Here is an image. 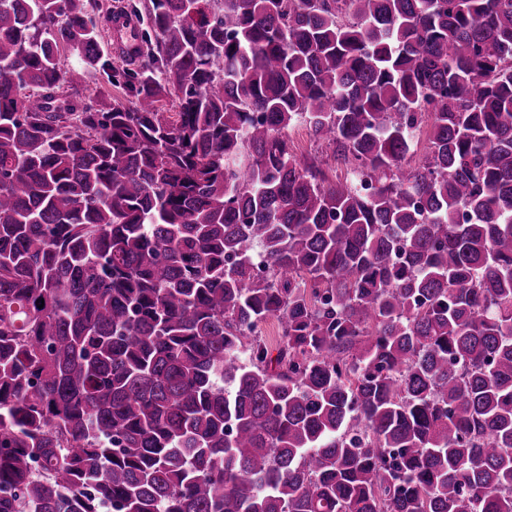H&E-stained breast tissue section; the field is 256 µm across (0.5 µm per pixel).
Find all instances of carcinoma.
Wrapping results in <instances>:
<instances>
[{
    "label": "carcinoma",
    "instance_id": "obj_1",
    "mask_svg": "<svg viewBox=\"0 0 512 512\" xmlns=\"http://www.w3.org/2000/svg\"><path fill=\"white\" fill-rule=\"evenodd\" d=\"M95 5L0 0V512H512V0ZM97 20L101 21V33H102V45L104 48L112 54V61L114 65L122 67L127 65L128 59L125 57L131 58L133 49L135 47V42L132 37L134 30L136 29V22L132 19H128L119 14L114 15L113 18H110L107 22L108 30L110 33L111 39H113L114 43L120 47L123 55H119L115 49L112 42V47L108 44L107 38L108 33L105 26V21L98 15H96ZM288 138L293 146L297 157L302 161H310L317 159L321 162V167L334 181L343 177L340 168H337L336 163L330 156V152L326 150L325 146H321L315 142L308 134V131L302 127L290 128L288 130Z\"/></svg>",
    "mask_w": 512,
    "mask_h": 512
}]
</instances>
